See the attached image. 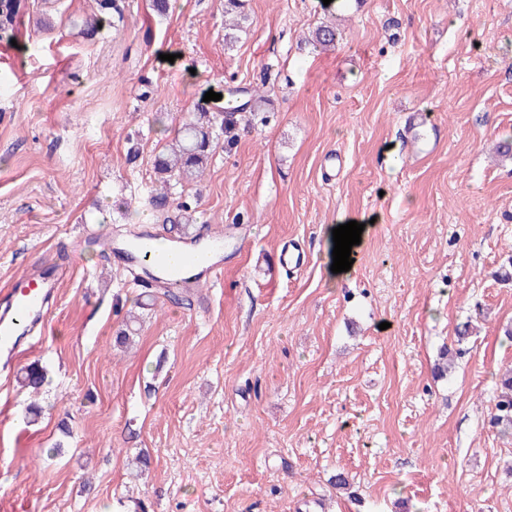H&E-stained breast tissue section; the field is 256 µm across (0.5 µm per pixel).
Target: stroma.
Segmentation results:
<instances>
[{"label":"stroma","instance_id":"stroma-1","mask_svg":"<svg viewBox=\"0 0 512 512\" xmlns=\"http://www.w3.org/2000/svg\"><path fill=\"white\" fill-rule=\"evenodd\" d=\"M125 2L90 38L96 0H29L0 43V290L70 269L0 369V512H512V436L491 421L512 367V160L494 150L512 136V0H247L229 47L224 0L164 18ZM331 10L342 40L313 50ZM234 87L263 90L266 119L183 186L224 271L117 347L142 288L85 241L161 232L155 155ZM341 221L371 229L334 284ZM287 243L306 267H280ZM35 361L38 394L17 381Z\"/></svg>","mask_w":512,"mask_h":512}]
</instances>
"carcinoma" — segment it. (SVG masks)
I'll use <instances>...</instances> for the list:
<instances>
[{
  "mask_svg": "<svg viewBox=\"0 0 512 512\" xmlns=\"http://www.w3.org/2000/svg\"><path fill=\"white\" fill-rule=\"evenodd\" d=\"M99 15L83 22L86 33L92 35L109 22L111 13L122 12L121 0H99ZM245 0H224V15L232 16L224 23V42L231 45L246 31L248 16L244 11ZM27 13V0H0V41H10L18 33L22 18ZM339 41V32L332 23H323L312 33L311 42L319 48H329ZM248 91L230 93L224 108L211 110L205 104L197 105L192 117L174 131L171 140L155 155L153 168L156 187L151 196L153 211L163 216L173 203L176 185L189 183L201 177L212 157L213 145L219 138L231 146L237 140V131L242 121L241 113L261 111L264 96L256 93L244 99ZM46 381L43 366L32 363L21 370L19 383L33 391L39 390ZM493 423L503 432L512 431V372L500 383V393L495 405Z\"/></svg>",
  "mask_w": 512,
  "mask_h": 512,
  "instance_id": "cac0c4a2",
  "label": "carcinoma"
}]
</instances>
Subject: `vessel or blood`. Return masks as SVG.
Segmentation results:
<instances>
[{"mask_svg":"<svg viewBox=\"0 0 512 512\" xmlns=\"http://www.w3.org/2000/svg\"><path fill=\"white\" fill-rule=\"evenodd\" d=\"M105 248L117 257L138 258L165 284L171 282L192 287L201 280L217 278L223 271L224 238L220 235L211 236L203 242L184 240L171 244V251L181 257L179 266L175 268L165 266L154 257L152 240L147 235L130 241L109 240ZM64 272L63 265L54 263L44 271L14 279L8 290L9 307L0 314L1 350L14 353L18 339L30 335L34 327L42 323L50 289Z\"/></svg>","mask_w":512,"mask_h":512,"instance_id":"b4317fda","label":"vessel or blood"}]
</instances>
